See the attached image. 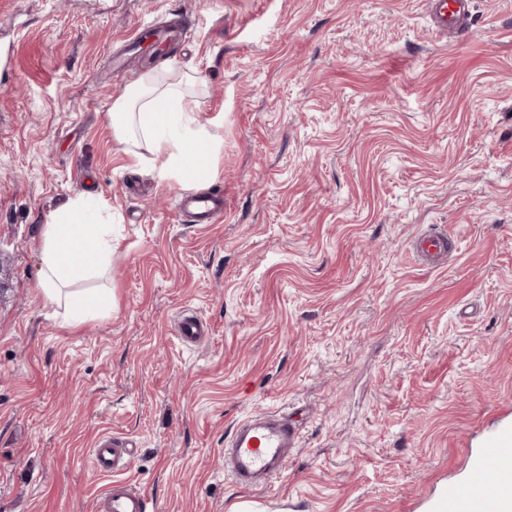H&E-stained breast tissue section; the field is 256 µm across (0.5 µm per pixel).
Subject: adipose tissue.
<instances>
[{
	"label": "adipose tissue",
	"instance_id": "obj_1",
	"mask_svg": "<svg viewBox=\"0 0 512 512\" xmlns=\"http://www.w3.org/2000/svg\"><path fill=\"white\" fill-rule=\"evenodd\" d=\"M195 101L177 87H160L144 78L112 104L110 122L117 141L145 146L165 178L191 186L213 176L211 160L218 138L193 119ZM112 252V227L100 223L89 202L69 201L53 215L43 230L42 292L64 309L66 320L80 323L109 307L106 294L78 290L77 282L97 271ZM69 292H61V285Z\"/></svg>",
	"mask_w": 512,
	"mask_h": 512
}]
</instances>
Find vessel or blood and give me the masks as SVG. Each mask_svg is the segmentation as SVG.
Returning <instances> with one entry per match:
<instances>
[{
    "label": "vessel or blood",
    "instance_id": "b4317fda",
    "mask_svg": "<svg viewBox=\"0 0 512 512\" xmlns=\"http://www.w3.org/2000/svg\"><path fill=\"white\" fill-rule=\"evenodd\" d=\"M469 0H432L438 30L455 28L468 11ZM178 215L195 224H213L224 215V191H184L177 202ZM445 236H420L413 250L416 256L438 261L448 254ZM177 334L189 345L206 334L204 323L191 311H183ZM298 445V429L287 415L270 412L239 422L224 444V470L240 487L262 488L277 475L289 453ZM132 457V447L123 439L101 438L92 451L94 468L114 473ZM97 512H150V501L128 485L115 482L97 503ZM433 512H512V427L489 430L471 455L464 482L443 485Z\"/></svg>",
    "mask_w": 512,
    "mask_h": 512
}]
</instances>
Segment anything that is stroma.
I'll use <instances>...</instances> for the list:
<instances>
[{"label": "stroma", "instance_id": "obj_1", "mask_svg": "<svg viewBox=\"0 0 512 512\" xmlns=\"http://www.w3.org/2000/svg\"><path fill=\"white\" fill-rule=\"evenodd\" d=\"M470 2L443 36L430 0H0V512H96L116 479L153 512H432L463 481L512 410V0ZM143 24L191 35L144 64ZM148 76L191 78L222 142L217 223L112 134ZM88 195L113 247L83 286L114 305L71 326L42 231ZM276 410L298 446L242 488L224 442ZM106 436L135 449L116 475ZM178 216L193 224H214L224 215V190L206 193L186 190L177 202ZM448 238L433 233L420 236L413 246L417 257L425 258L427 261H440L448 255ZM177 335L187 345H195L206 335V327L194 313L185 310L177 321ZM132 458V445L112 436L101 438L92 451L94 468L100 473H115Z\"/></svg>", "mask_w": 512, "mask_h": 512}]
</instances>
